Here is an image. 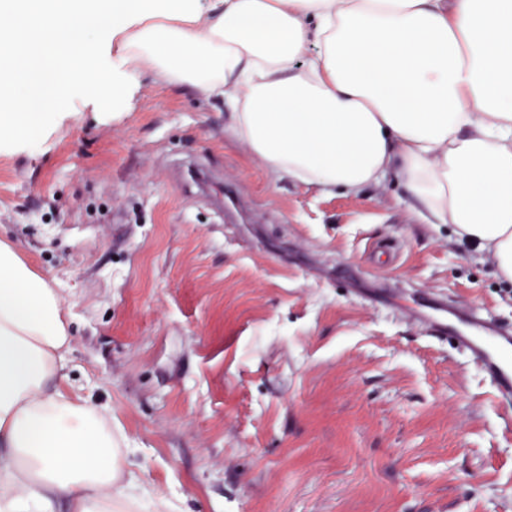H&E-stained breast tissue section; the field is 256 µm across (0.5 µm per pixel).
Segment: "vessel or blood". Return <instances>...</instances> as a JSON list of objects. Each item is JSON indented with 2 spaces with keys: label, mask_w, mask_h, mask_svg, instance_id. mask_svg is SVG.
<instances>
[{
  "label": "vessel or blood",
  "mask_w": 512,
  "mask_h": 512,
  "mask_svg": "<svg viewBox=\"0 0 512 512\" xmlns=\"http://www.w3.org/2000/svg\"><path fill=\"white\" fill-rule=\"evenodd\" d=\"M438 332L452 333L460 349L482 366L498 398L512 401V332L487 321L477 312L437 323Z\"/></svg>",
  "instance_id": "vessel-or-blood-1"
}]
</instances>
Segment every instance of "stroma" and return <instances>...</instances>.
I'll return each instance as SVG.
<instances>
[{"label":"stroma","instance_id":"35a3bbf8","mask_svg":"<svg viewBox=\"0 0 512 512\" xmlns=\"http://www.w3.org/2000/svg\"><path fill=\"white\" fill-rule=\"evenodd\" d=\"M0 151V239L60 295L70 382L181 512H512V402L420 300L512 327V285L391 180L268 171L224 101L141 78Z\"/></svg>","mask_w":512,"mask_h":512}]
</instances>
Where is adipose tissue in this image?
I'll list each match as a JSON object with an SVG mask.
<instances>
[{
	"label": "adipose tissue",
	"mask_w": 512,
	"mask_h": 512,
	"mask_svg": "<svg viewBox=\"0 0 512 512\" xmlns=\"http://www.w3.org/2000/svg\"><path fill=\"white\" fill-rule=\"evenodd\" d=\"M0 147L25 144V79L130 109L139 77L230 107L273 174L357 195L402 184L512 282V0H0ZM56 289L0 241V512H137L112 409L68 380Z\"/></svg>",
	"instance_id": "1"
}]
</instances>
